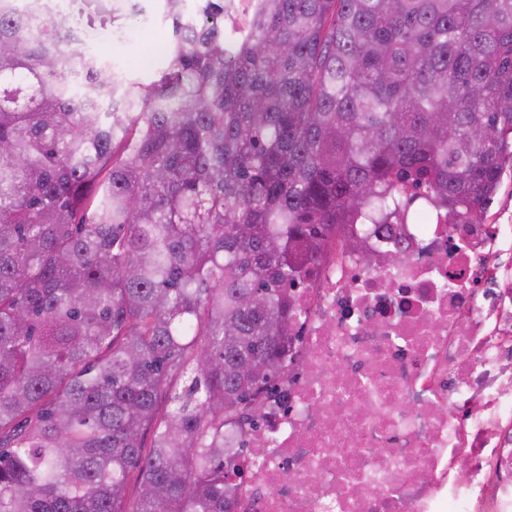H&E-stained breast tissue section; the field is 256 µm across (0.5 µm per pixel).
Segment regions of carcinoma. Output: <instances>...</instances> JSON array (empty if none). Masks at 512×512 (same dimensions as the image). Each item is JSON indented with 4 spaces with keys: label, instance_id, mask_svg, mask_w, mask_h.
Masks as SVG:
<instances>
[{
    "label": "carcinoma",
    "instance_id": "carcinoma-1",
    "mask_svg": "<svg viewBox=\"0 0 512 512\" xmlns=\"http://www.w3.org/2000/svg\"><path fill=\"white\" fill-rule=\"evenodd\" d=\"M151 2L145 85L0 0V512H229L341 225L478 223L512 170V0Z\"/></svg>",
    "mask_w": 512,
    "mask_h": 512
}]
</instances>
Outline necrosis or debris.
<instances>
[{
    "mask_svg": "<svg viewBox=\"0 0 512 512\" xmlns=\"http://www.w3.org/2000/svg\"><path fill=\"white\" fill-rule=\"evenodd\" d=\"M422 217L323 249L233 512H512V225Z\"/></svg>",
    "mask_w": 512,
    "mask_h": 512,
    "instance_id": "1",
    "label": "necrosis or debris"
}]
</instances>
